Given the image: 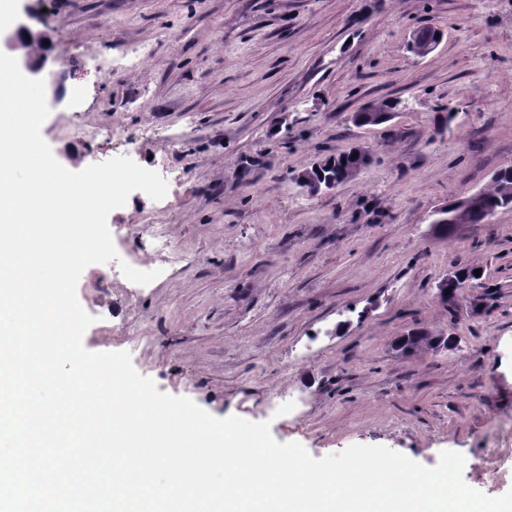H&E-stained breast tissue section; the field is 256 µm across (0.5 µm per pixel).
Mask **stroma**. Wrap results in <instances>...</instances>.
Listing matches in <instances>:
<instances>
[{"label":"stroma","instance_id":"stroma-1","mask_svg":"<svg viewBox=\"0 0 512 512\" xmlns=\"http://www.w3.org/2000/svg\"><path fill=\"white\" fill-rule=\"evenodd\" d=\"M46 33L41 135L78 172L129 157L182 173L108 216L118 261L76 287L83 344L130 353L158 391L270 425L314 458L381 445L464 483L512 490V208L442 233L434 211L512 166V0H6ZM442 33L418 57V28ZM379 126L349 116L372 102ZM456 116L445 134L436 120ZM90 137L76 136V129ZM374 160L319 195L296 181L352 146ZM168 227L159 251L147 224ZM137 256L139 285L118 262ZM479 279L454 302L437 285ZM454 347L404 353L410 330ZM426 29L433 38H427L421 32V29H417L413 32L409 41V45L413 54L418 57H424L433 52L440 42L438 39L434 38L436 34H439L440 36V33L437 29L432 27H426Z\"/></svg>","mask_w":512,"mask_h":512}]
</instances>
